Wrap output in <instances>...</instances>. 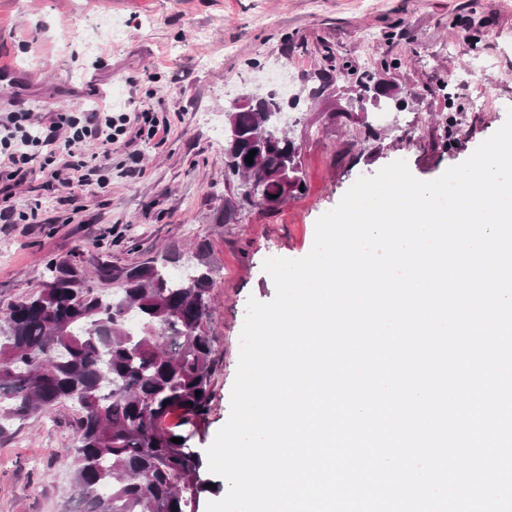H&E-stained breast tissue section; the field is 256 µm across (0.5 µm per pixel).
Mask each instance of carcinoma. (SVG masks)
<instances>
[{
    "label": "carcinoma",
    "mask_w": 512,
    "mask_h": 512,
    "mask_svg": "<svg viewBox=\"0 0 512 512\" xmlns=\"http://www.w3.org/2000/svg\"><path fill=\"white\" fill-rule=\"evenodd\" d=\"M227 122L240 134L224 149L227 169L279 194L277 165L295 142L260 112L234 109ZM263 127L271 149L248 164ZM182 271L171 276L165 258L102 262L93 287L76 288L77 268L63 260L47 265L55 288L0 313V436L61 404L77 408L75 444L61 455L72 471L68 512H198L203 462L189 441L211 410L219 337L211 269Z\"/></svg>",
    "instance_id": "cac0c4a2"
}]
</instances>
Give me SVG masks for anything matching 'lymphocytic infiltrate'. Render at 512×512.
I'll use <instances>...</instances> for the list:
<instances>
[{
	"instance_id": "f902f5d3",
	"label": "lymphocytic infiltrate",
	"mask_w": 512,
	"mask_h": 512,
	"mask_svg": "<svg viewBox=\"0 0 512 512\" xmlns=\"http://www.w3.org/2000/svg\"><path fill=\"white\" fill-rule=\"evenodd\" d=\"M167 131V121L146 108L0 111V224L39 223L40 204L20 209L12 202L14 187L34 171L79 187H106L116 169L135 180L143 173L138 141Z\"/></svg>"
}]
</instances>
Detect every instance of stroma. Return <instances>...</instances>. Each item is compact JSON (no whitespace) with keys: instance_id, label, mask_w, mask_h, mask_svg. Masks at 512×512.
<instances>
[{"instance_id":"stroma-1","label":"stroma","mask_w":512,"mask_h":512,"mask_svg":"<svg viewBox=\"0 0 512 512\" xmlns=\"http://www.w3.org/2000/svg\"><path fill=\"white\" fill-rule=\"evenodd\" d=\"M121 22L112 37L103 16ZM490 57L474 94L448 100L449 77ZM0 64L26 73L0 83V110L38 111L112 101L168 119L165 142L142 145L144 174H113L108 187L48 183L39 173L14 201L42 203L43 221L0 229V310L35 291L45 266L66 259L92 269L159 254L193 253L213 270L220 363L211 412L190 441L213 442L230 415L249 299L271 301L270 256L300 259L315 224L362 176L405 160L433 181L465 161L512 107V0H0ZM287 66L294 81L287 125L302 188L277 208L244 199L224 177V124L242 94ZM385 76L402 108L360 102L357 83ZM457 112L442 147V117ZM378 135L366 137L365 127ZM76 411L60 405L0 437V512H65Z\"/></svg>"}]
</instances>
